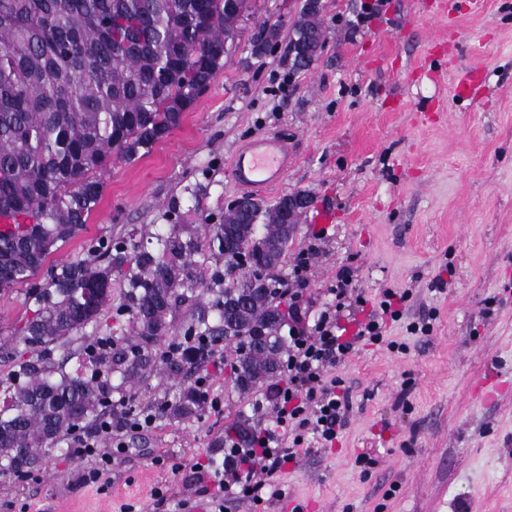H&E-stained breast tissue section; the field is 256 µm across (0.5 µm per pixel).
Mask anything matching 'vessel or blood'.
Masks as SVG:
<instances>
[{
	"instance_id": "1",
	"label": "vessel or blood",
	"mask_w": 512,
	"mask_h": 512,
	"mask_svg": "<svg viewBox=\"0 0 512 512\" xmlns=\"http://www.w3.org/2000/svg\"><path fill=\"white\" fill-rule=\"evenodd\" d=\"M288 169V143L275 135H262L238 149L234 170L240 189L249 195L271 191Z\"/></svg>"
}]
</instances>
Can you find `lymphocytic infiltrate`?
Returning a JSON list of instances; mask_svg holds the SVG:
<instances>
[{
	"mask_svg": "<svg viewBox=\"0 0 512 512\" xmlns=\"http://www.w3.org/2000/svg\"><path fill=\"white\" fill-rule=\"evenodd\" d=\"M352 280L351 270L340 268L333 290L335 308L321 310L310 331L299 330L289 336L286 376L275 393L276 418L254 431L248 447L228 449L225 463L214 466L206 493L215 507H223L231 499L282 497L277 477L286 465L297 461L301 446L312 441L332 444L344 427L349 394L334 370L360 345L382 341L384 317L391 314L397 297L396 292H384L377 312L369 314L353 335H345L338 317L349 300ZM155 423L156 417L150 413L124 416L119 424L109 415L100 418L96 436L74 441L73 457L90 462L79 476L81 483H99L104 467L113 462L111 453L101 446L103 438L118 437L125 428L142 430Z\"/></svg>",
	"mask_w": 512,
	"mask_h": 512,
	"instance_id": "obj_1",
	"label": "lymphocytic infiltrate"
}]
</instances>
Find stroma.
I'll return each instance as SVG.
<instances>
[{
  "mask_svg": "<svg viewBox=\"0 0 512 512\" xmlns=\"http://www.w3.org/2000/svg\"><path fill=\"white\" fill-rule=\"evenodd\" d=\"M324 48L295 72L285 37L301 0H252L242 36L179 127L135 160L113 159L87 228L52 255L88 256L98 239L166 224H215L239 197L238 147L287 139L293 161L271 203L298 190L313 204L281 267L314 246L305 273L310 329L341 267L353 272L340 323L355 331L385 290H409L387 341L349 356L350 390L333 446L281 476L282 499L228 501L223 512H512V0H323ZM284 34L260 57L265 25ZM472 81L464 95L456 85ZM29 286L0 293V344L14 345ZM428 322L429 333L409 326ZM221 410L161 417L126 435L109 486L78 479L83 460L52 453L29 479L0 473V512H194L224 458V428L251 416L263 391L232 390L205 362ZM192 377L151 375L137 406L172 401ZM164 505H156V494Z\"/></svg>",
  "mask_w": 512,
  "mask_h": 512,
  "instance_id": "obj_1",
  "label": "stroma"
}]
</instances>
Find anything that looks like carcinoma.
<instances>
[{
	"label": "carcinoma",
	"mask_w": 512,
	"mask_h": 512,
	"mask_svg": "<svg viewBox=\"0 0 512 512\" xmlns=\"http://www.w3.org/2000/svg\"><path fill=\"white\" fill-rule=\"evenodd\" d=\"M303 6L289 33L292 68L307 70L323 50L322 0ZM239 11L228 0H0V263L13 276L0 292L30 284L48 259L86 228L103 193L100 176L116 155L131 161L167 137L224 66V43L240 32ZM284 195L227 211L218 224H170L146 243L134 234L99 242L100 260L50 266L33 288L34 309L21 328L24 349L0 384V470L27 472L43 447L60 445L86 428L101 408L130 406L124 390L153 372L180 373L205 355L187 340L224 343L230 383L252 392L280 377L288 350L276 320L293 306L277 271L291 238L280 237ZM280 239L264 283L248 287L242 247ZM224 259V273L207 284L195 255L202 240ZM211 295L192 319L176 325L182 305ZM134 335L98 336L84 347L85 370L67 373L53 349L102 323L112 300ZM181 341L167 343L173 334ZM202 398L187 387L163 415L190 418ZM241 442L252 426L227 427Z\"/></svg>",
	"instance_id": "obj_1"
}]
</instances>
